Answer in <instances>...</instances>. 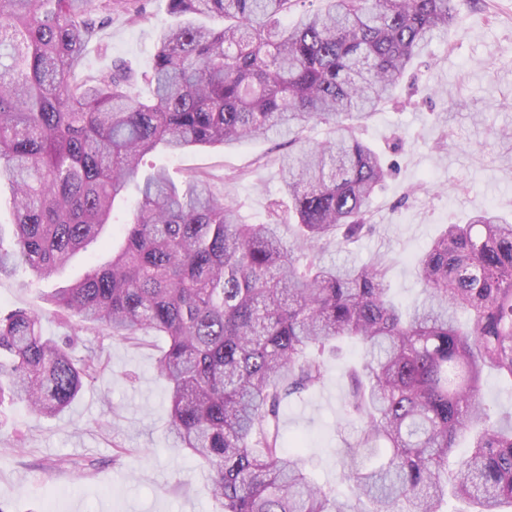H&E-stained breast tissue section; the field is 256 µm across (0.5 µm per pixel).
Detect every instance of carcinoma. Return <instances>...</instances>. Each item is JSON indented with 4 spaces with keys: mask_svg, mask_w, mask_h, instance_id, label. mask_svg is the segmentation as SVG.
Returning <instances> with one entry per match:
<instances>
[{
    "mask_svg": "<svg viewBox=\"0 0 512 512\" xmlns=\"http://www.w3.org/2000/svg\"><path fill=\"white\" fill-rule=\"evenodd\" d=\"M457 0H169L186 21L159 36L144 81L81 73L91 42L141 0H0V179L14 221L0 227V276L40 280L99 242L128 208L112 261L51 301L112 336L167 339L174 447L208 468L222 512H462L512 508V418L492 420L483 376L512 381V221L493 209L448 224L417 260L422 298L398 306L387 264L323 263L371 224L388 175L355 125L393 94L414 59L448 34ZM326 125L332 137L301 134ZM288 136L278 160L288 197L280 224H245L208 176L176 185L162 148L231 147ZM362 345L346 373L345 415L359 433L341 450L352 493L315 482L286 451L280 409L321 386L322 356ZM98 361L77 363L25 310L0 316V400L57 417ZM470 444L450 462L460 440Z\"/></svg>",
    "mask_w": 512,
    "mask_h": 512,
    "instance_id": "obj_1",
    "label": "carcinoma"
}]
</instances>
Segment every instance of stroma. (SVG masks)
<instances>
[{
  "label": "stroma",
  "mask_w": 512,
  "mask_h": 512,
  "mask_svg": "<svg viewBox=\"0 0 512 512\" xmlns=\"http://www.w3.org/2000/svg\"><path fill=\"white\" fill-rule=\"evenodd\" d=\"M167 3L145 0L139 18L113 15L85 70H145L160 33L175 21ZM505 128L512 129V0H461L448 36L415 59L393 100L360 130L394 168L373 199L374 232L348 259L361 265L387 256L392 293L407 305L418 301L415 259L445 225L487 207L512 214V150L496 137ZM287 150V137L271 135L176 157L155 152L145 163L177 182L190 172L209 176L218 193L240 204L245 223L261 224L280 196L277 158ZM121 237V225H107L100 244L50 280L24 270L0 278L1 311L45 313L46 335L71 337L78 358L95 351L102 368L56 418L0 402V512H219L204 466L171 447L168 388L157 370L164 339L144 331L132 345L107 326L86 328L54 313L52 292L107 263ZM346 390L342 364L332 359L322 387L282 407L285 444L305 440L308 471L322 485L339 483V451L359 429L343 418Z\"/></svg>",
  "instance_id": "1"
}]
</instances>
